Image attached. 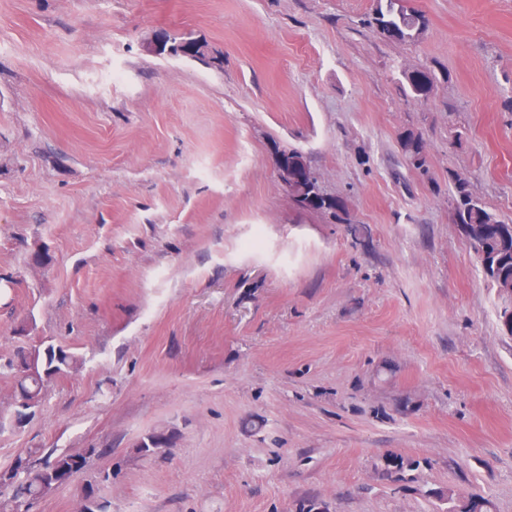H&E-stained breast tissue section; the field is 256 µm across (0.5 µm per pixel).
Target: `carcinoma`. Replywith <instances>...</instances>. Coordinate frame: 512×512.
<instances>
[{
	"instance_id": "cac0c4a2",
	"label": "carcinoma",
	"mask_w": 512,
	"mask_h": 512,
	"mask_svg": "<svg viewBox=\"0 0 512 512\" xmlns=\"http://www.w3.org/2000/svg\"><path fill=\"white\" fill-rule=\"evenodd\" d=\"M373 24L377 33L385 38L414 42L427 27L425 16L415 10H406L401 0H376ZM407 86L404 94L412 99L427 95L431 89V80L426 72L404 73ZM401 148L412 166L419 169L424 165L421 137L406 132L401 138ZM453 188L449 200L452 202L453 221L470 227L474 224L490 225L495 236L490 239L467 238L470 247L480 259L484 273L497 288L512 284V224L502 221L481 198L476 196L469 182L451 177ZM297 207L304 211L329 213L336 221L349 224L344 202L338 197L315 194L313 197L293 198ZM16 357L29 359L32 366L24 365L18 369L14 359L0 363V372L12 371L17 377V393L14 403L18 408L36 409L42 401L45 382L52 376L70 371L77 367L78 359L63 347L49 344L44 349L26 351L19 349ZM71 453H62L51 449L40 457L32 454L18 456L12 466L0 474V512H29L32 500L42 492L43 481L54 460ZM419 467V462L401 455H387L383 459L382 476L394 483L406 480V473Z\"/></svg>"
}]
</instances>
